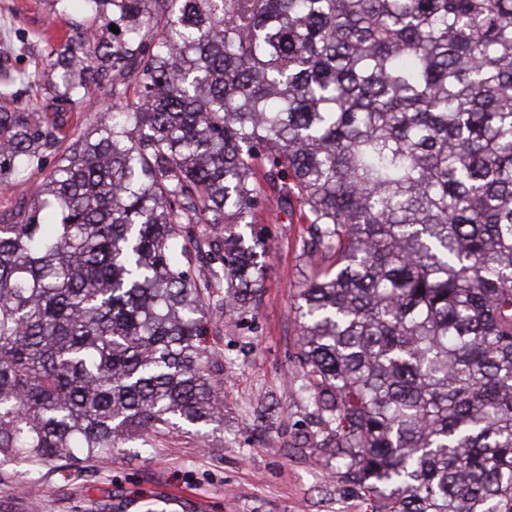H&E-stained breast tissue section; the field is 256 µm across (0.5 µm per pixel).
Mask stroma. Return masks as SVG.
Wrapping results in <instances>:
<instances>
[{
	"label": "stroma",
	"instance_id": "35a3bbf8",
	"mask_svg": "<svg viewBox=\"0 0 512 512\" xmlns=\"http://www.w3.org/2000/svg\"><path fill=\"white\" fill-rule=\"evenodd\" d=\"M66 33L95 29L111 38L103 21L84 10L54 12L51 0H0V77L49 123L64 121L70 133H91L109 101L88 88L72 112L48 110L59 70L49 67L55 44L49 28ZM38 73L37 83L26 77ZM46 153L27 179L0 188V224L20 221L36 184L59 163ZM259 227L266 245L265 285L250 309L210 319L204 346L224 362V418L207 436L193 429L171 431L153 453L138 441L116 448L95 467L39 468L25 475L0 470V503L9 512H371L361 491L339 480L321 452L306 442L312 409L291 391V362L299 339L292 294L309 276L300 256L304 225L289 223L277 199L264 204Z\"/></svg>",
	"mask_w": 512,
	"mask_h": 512
}]
</instances>
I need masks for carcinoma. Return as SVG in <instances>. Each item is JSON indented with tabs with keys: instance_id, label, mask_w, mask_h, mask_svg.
Wrapping results in <instances>:
<instances>
[{
	"instance_id": "carcinoma-1",
	"label": "carcinoma",
	"mask_w": 512,
	"mask_h": 512,
	"mask_svg": "<svg viewBox=\"0 0 512 512\" xmlns=\"http://www.w3.org/2000/svg\"><path fill=\"white\" fill-rule=\"evenodd\" d=\"M75 1L119 32L66 39L53 106L112 111L0 224V466L207 436L271 192L315 234L293 363L336 474L512 512V0ZM13 102L0 185L69 138Z\"/></svg>"
}]
</instances>
